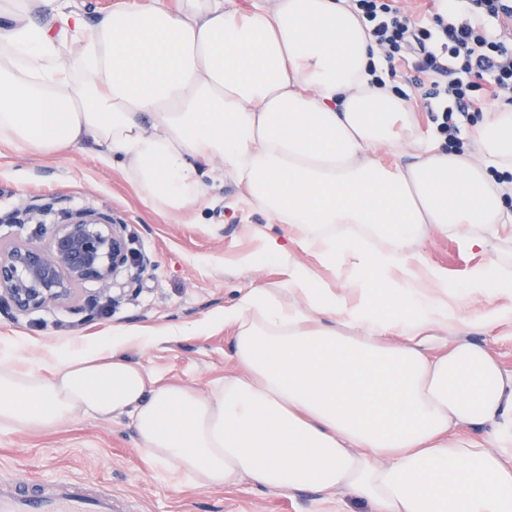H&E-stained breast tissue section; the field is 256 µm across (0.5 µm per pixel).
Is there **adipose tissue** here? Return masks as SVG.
<instances>
[{"label": "adipose tissue", "mask_w": 512, "mask_h": 512, "mask_svg": "<svg viewBox=\"0 0 512 512\" xmlns=\"http://www.w3.org/2000/svg\"><path fill=\"white\" fill-rule=\"evenodd\" d=\"M377 66L349 0H115L90 24L67 0H0L1 143L43 158L94 145L170 217L202 201L219 159L288 227L263 251L287 278L221 317L223 383L163 382L128 334L45 372L0 356V428L127 418L148 460L202 488L512 512V372L468 338L512 333V268L486 258L512 243V106L469 130V152L405 139L410 105ZM450 234L478 258L457 283L414 248ZM472 296L486 305L469 315Z\"/></svg>", "instance_id": "ef3b65f1"}]
</instances>
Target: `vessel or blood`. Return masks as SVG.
Wrapping results in <instances>:
<instances>
[{
    "mask_svg": "<svg viewBox=\"0 0 512 512\" xmlns=\"http://www.w3.org/2000/svg\"><path fill=\"white\" fill-rule=\"evenodd\" d=\"M0 512H130L126 500L85 480L58 482L50 493L0 482Z\"/></svg>",
    "mask_w": 512,
    "mask_h": 512,
    "instance_id": "b4317fda",
    "label": "vessel or blood"
}]
</instances>
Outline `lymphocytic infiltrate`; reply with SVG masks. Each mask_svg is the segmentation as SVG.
<instances>
[{
	"mask_svg": "<svg viewBox=\"0 0 512 512\" xmlns=\"http://www.w3.org/2000/svg\"><path fill=\"white\" fill-rule=\"evenodd\" d=\"M353 2L387 61H411L430 82L422 106L434 113L441 136L455 137L468 112L512 93V41L486 26L512 14V0H457L428 24L395 0Z\"/></svg>",
	"mask_w": 512,
	"mask_h": 512,
	"instance_id": "obj_1",
	"label": "lymphocytic infiltrate"
}]
</instances>
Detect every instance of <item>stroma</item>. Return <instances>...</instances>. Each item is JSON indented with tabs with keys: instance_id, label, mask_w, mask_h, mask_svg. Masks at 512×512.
<instances>
[{
	"instance_id": "35a3bbf8",
	"label": "stroma",
	"mask_w": 512,
	"mask_h": 512,
	"mask_svg": "<svg viewBox=\"0 0 512 512\" xmlns=\"http://www.w3.org/2000/svg\"><path fill=\"white\" fill-rule=\"evenodd\" d=\"M208 201L182 218L159 214L142 202L117 162L78 148L46 160L0 143V215L45 206L44 223L65 212L96 210L128 224L134 248L150 261L135 291L111 289V314L85 319L81 306L98 287H79L74 301L30 313L0 311V347L34 364L52 362L76 343L106 342L113 334L160 329L157 345H132L131 356L165 380L205 393L233 365L232 333L218 318L252 288H274L287 277L273 263L243 265L260 253L264 236L281 237L285 225L238 205L239 190L222 162L204 172ZM87 479L131 501L135 512H367L348 496L326 501L312 490L277 496L247 483L204 489L154 467L135 447L127 423L82 418L41 432L0 428V481L43 487Z\"/></svg>"
}]
</instances>
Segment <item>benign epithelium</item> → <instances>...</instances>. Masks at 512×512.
Returning <instances> with one entry per match:
<instances>
[{"mask_svg": "<svg viewBox=\"0 0 512 512\" xmlns=\"http://www.w3.org/2000/svg\"><path fill=\"white\" fill-rule=\"evenodd\" d=\"M41 205L25 210L40 241L0 243V311L25 313L65 305L77 287L94 282L106 293L122 275L137 282L146 263L131 248L128 225L108 214L68 212L57 224H44Z\"/></svg>", "mask_w": 512, "mask_h": 512, "instance_id": "7a95c632", "label": "benign epithelium"}]
</instances>
